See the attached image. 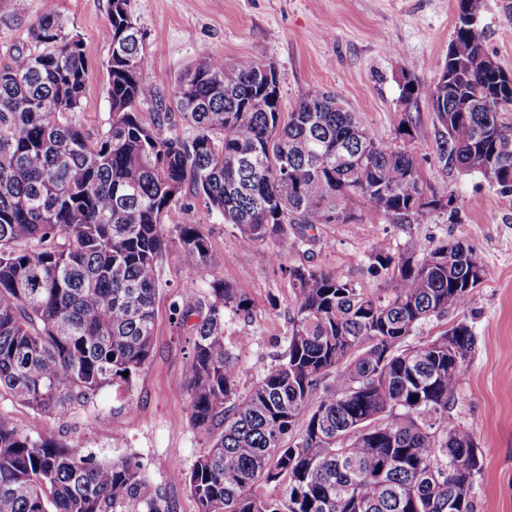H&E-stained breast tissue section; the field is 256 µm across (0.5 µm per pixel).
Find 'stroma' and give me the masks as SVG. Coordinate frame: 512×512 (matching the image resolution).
Masks as SVG:
<instances>
[{"label":"stroma","mask_w":512,"mask_h":512,"mask_svg":"<svg viewBox=\"0 0 512 512\" xmlns=\"http://www.w3.org/2000/svg\"><path fill=\"white\" fill-rule=\"evenodd\" d=\"M57 6L67 29L83 40L86 93L73 119L95 141L112 118L104 67L111 47L103 36L109 0H57ZM43 10L44 0H0V65L36 52L28 29ZM127 10L144 36L157 93L165 98H172L179 76L202 53L228 62L254 59L274 68L283 112L309 86H322L360 117L372 138L413 153L430 191L457 199V214L432 212L416 224H390L365 213L349 224L317 225L314 242L287 250L286 263L330 268L373 290L380 283L367 271L368 252L379 239H389L398 250L443 240L473 247L491 277L473 290L465 307L424 324L422 333L435 335L460 319L471 326L475 349L452 415L473 432L478 446L474 512H512V194L500 193L480 174L440 164L430 101L411 103L401 96L404 73L423 85L437 79L454 36L458 0H128ZM479 27L485 51L512 74V0H480ZM405 112L414 122L409 140L396 133V118ZM183 196L185 208L171 214L164 233L172 238L177 225H198L209 241L216 277L251 302L249 318L227 327L231 337L243 329L252 335L234 360L244 393L283 348L292 290L270 255L284 247L276 238L242 247L237 231L209 211L202 196L189 188ZM160 279L152 355L129 387L103 389L96 406L76 408L63 420L2 394L0 414L23 432L55 435L100 460L136 455L175 512H197L185 480L205 445L187 409L189 334L173 324L170 306L195 303L207 287L185 288V271L173 250Z\"/></svg>","instance_id":"1"}]
</instances>
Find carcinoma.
<instances>
[{
	"label": "carcinoma",
	"instance_id": "cac0c4a2",
	"mask_svg": "<svg viewBox=\"0 0 512 512\" xmlns=\"http://www.w3.org/2000/svg\"><path fill=\"white\" fill-rule=\"evenodd\" d=\"M459 5L458 52L427 87L406 74L403 96L430 99L443 166L512 193V152H497L512 138V89L465 20L471 0ZM131 24L127 0H110L109 43ZM30 36L41 50L0 68V391L34 410L62 420L148 363L171 243L163 224L187 184L245 248L286 242L295 224H349L359 209L390 224L426 215L414 210L415 156L375 141L319 86L285 114L265 65L204 54L173 92L187 141L168 113L138 111L153 89L140 36L105 63L112 121L93 142L72 120L86 88L82 39L54 5ZM176 231L185 287L209 283L207 299L171 307L193 337L188 413L205 450L185 485L198 512H473L477 445L450 411L475 337L463 320L420 336L488 279L472 247L400 252L379 239L373 291L272 253L292 286L285 349L242 394L225 332L249 300L216 278L197 225ZM0 512L174 508L137 457L98 460L0 415Z\"/></svg>",
	"mask_w": 512,
	"mask_h": 512
}]
</instances>
